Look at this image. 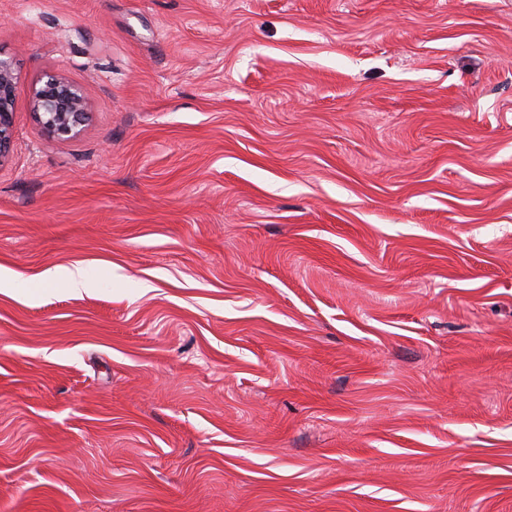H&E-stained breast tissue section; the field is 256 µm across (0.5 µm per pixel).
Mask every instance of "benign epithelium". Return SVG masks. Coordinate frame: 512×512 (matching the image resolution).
<instances>
[{
  "label": "benign epithelium",
  "mask_w": 512,
  "mask_h": 512,
  "mask_svg": "<svg viewBox=\"0 0 512 512\" xmlns=\"http://www.w3.org/2000/svg\"><path fill=\"white\" fill-rule=\"evenodd\" d=\"M15 84L12 62L0 58V163L11 146ZM31 103L43 131L52 138L77 133L88 119L84 92L58 74L40 80L32 91Z\"/></svg>",
  "instance_id": "obj_1"
}]
</instances>
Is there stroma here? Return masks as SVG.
<instances>
[{
    "label": "stroma",
    "instance_id": "35a3bbf8",
    "mask_svg": "<svg viewBox=\"0 0 512 512\" xmlns=\"http://www.w3.org/2000/svg\"><path fill=\"white\" fill-rule=\"evenodd\" d=\"M0 57V512H512V0H0ZM15 84L12 62L0 57V163L8 155L11 146ZM39 83L32 91L31 103L43 131L52 138L77 133L89 114L84 92L58 74L46 75Z\"/></svg>",
    "mask_w": 512,
    "mask_h": 512
}]
</instances>
